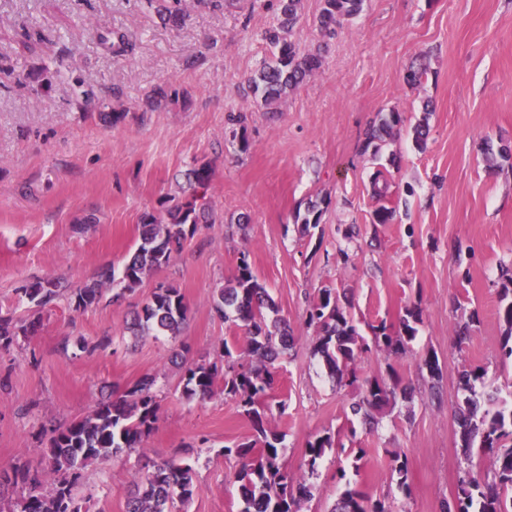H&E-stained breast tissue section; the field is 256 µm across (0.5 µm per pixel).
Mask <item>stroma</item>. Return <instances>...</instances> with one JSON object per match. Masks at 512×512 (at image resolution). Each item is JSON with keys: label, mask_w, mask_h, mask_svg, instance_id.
Returning a JSON list of instances; mask_svg holds the SVG:
<instances>
[{"label": "stroma", "mask_w": 512, "mask_h": 512, "mask_svg": "<svg viewBox=\"0 0 512 512\" xmlns=\"http://www.w3.org/2000/svg\"><path fill=\"white\" fill-rule=\"evenodd\" d=\"M319 0H303L294 38L322 48L318 72L266 111L246 80L268 59L262 41L276 21L269 0H225L194 10L175 27L139 0H0V312L28 319L17 290L43 278L74 286L98 267L121 266L138 240L144 213L182 197L194 162L213 168L207 196L213 223L198 225L175 260L134 292L85 312L58 300L42 325L0 352V471L40 462L54 427L83 416L113 387L156 375L160 410L143 456L91 465L82 489L88 512H125L135 474L145 464L194 446L199 490L183 512H239L235 461L223 449L253 431L232 400L182 397L173 351L218 360L237 330L217 318L213 299L248 256L293 337L277 372L272 425L284 433L291 475L303 471L306 443L335 434L304 512H328L345 481L371 496L395 495L403 512H441L468 469L454 409L463 369L484 367L485 393L512 404V359L502 352L498 318L503 268L512 266V168L494 167L490 149L512 148V0H365L362 12L322 40ZM29 23L52 36L48 50L22 48ZM124 33L134 56H114L103 33ZM428 78L405 75L419 55ZM94 86L103 106L120 102L127 116L104 125L79 112L70 84ZM168 83L177 96L144 109L148 92ZM405 122L382 149L393 223L376 224L362 155L378 112ZM245 113L248 147L232 134L231 115ZM427 118L418 150L411 128ZM330 205L313 234L293 215L308 202ZM96 223H85L87 215ZM181 289L189 318L181 336H131L125 323L154 287ZM331 288L360 333L397 321L418 304L422 321L413 355H369L364 374L395 372L414 389L397 400L376 432L349 435L346 413L356 387L338 384L310 356L314 331L306 310ZM478 312L463 347L451 343L457 322ZM94 345V353L80 348ZM432 352L441 372L431 379L417 357ZM364 449L350 467L344 445ZM405 456L410 494L399 493L392 454Z\"/></svg>", "instance_id": "obj_1"}]
</instances>
